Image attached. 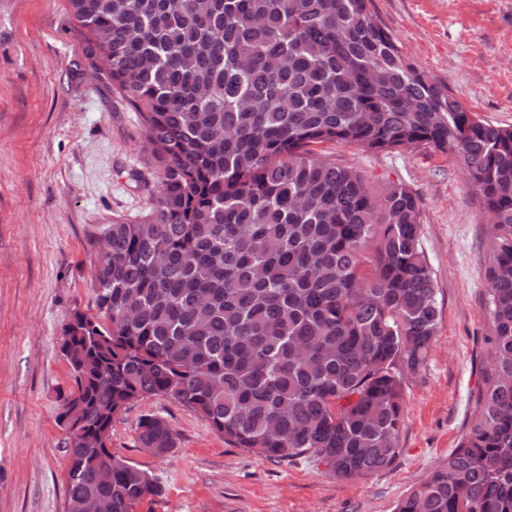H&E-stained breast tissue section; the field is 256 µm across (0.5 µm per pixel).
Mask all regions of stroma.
<instances>
[{
  "instance_id": "stroma-1",
  "label": "stroma",
  "mask_w": 512,
  "mask_h": 512,
  "mask_svg": "<svg viewBox=\"0 0 512 512\" xmlns=\"http://www.w3.org/2000/svg\"><path fill=\"white\" fill-rule=\"evenodd\" d=\"M404 51L482 119L512 126V0H374ZM68 0H0V512H66L69 385L59 351L74 311L95 313L90 241L140 214L148 165L136 112L93 80ZM382 191L421 201V244L435 277L437 333L405 374L400 456L377 474L340 479L313 459L273 461L225 443L194 411L161 396L112 423L114 456L165 486L137 512H394L477 418L488 365V220L461 165L424 149L362 153L332 145ZM178 437L171 454L139 448L146 415Z\"/></svg>"
}]
</instances>
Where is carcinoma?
Instances as JSON below:
<instances>
[{"instance_id":"obj_1","label":"carcinoma","mask_w":512,"mask_h":512,"mask_svg":"<svg viewBox=\"0 0 512 512\" xmlns=\"http://www.w3.org/2000/svg\"><path fill=\"white\" fill-rule=\"evenodd\" d=\"M92 73L140 114L153 162L146 211L103 225L95 305L60 348L80 407L67 512L88 495L136 512L161 482L87 437L164 396L224 441L277 461L312 454L339 478L393 465L404 371L436 335L421 202L377 195L320 155L425 146L456 157L491 224V326L479 414L395 512H512V127L471 112L419 69L373 0H69ZM140 448L169 452L146 415ZM112 469V484L97 480Z\"/></svg>"}]
</instances>
